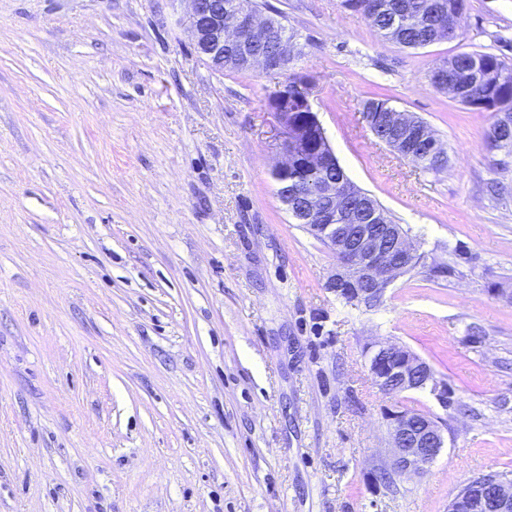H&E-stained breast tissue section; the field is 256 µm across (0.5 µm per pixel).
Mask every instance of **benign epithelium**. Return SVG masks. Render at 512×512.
Segmentation results:
<instances>
[{"instance_id":"7a95c632","label":"benign epithelium","mask_w":512,"mask_h":512,"mask_svg":"<svg viewBox=\"0 0 512 512\" xmlns=\"http://www.w3.org/2000/svg\"><path fill=\"white\" fill-rule=\"evenodd\" d=\"M190 12L187 30L198 59L213 73L224 74V45L232 44L242 54L245 65L262 71H282L296 58L297 49L278 23L252 9L249 0H233L226 5L230 17L206 0H189ZM280 38V52L265 55L252 48ZM434 85L450 95H457L462 79L452 74L445 62L437 64L432 75ZM291 88L284 82L276 88V96L268 107L281 133L279 142L281 162L273 171L277 195L286 207L293 223L304 226L310 234L322 237L330 244L336 259L327 288L341 295L354 297L370 307L384 295L386 289L400 275L419 266H429L432 273L441 267L426 264V255L418 252L408 233L398 224H350L348 200L358 197L371 200L347 176L339 180L326 178L302 191L288 185V173L306 168L336 169L338 160L328 142L316 113L312 112L310 94L298 96V104L305 111L312 126L316 149L304 150L303 130L296 113L288 111ZM369 130L381 122L390 142L403 150L407 158L419 143L427 147V156L438 154L439 145L430 129L416 116L400 112L388 104L380 112L364 113ZM370 372L375 383L392 394L405 391L428 390L443 405L448 406V384L439 380L431 367L408 349L392 342H379L368 347ZM389 421L392 457L383 471L401 476L419 473L438 457L444 447V436L436 421L426 415L407 409L386 412ZM469 491L456 496L448 512H512V482L481 478L468 483Z\"/></svg>"}]
</instances>
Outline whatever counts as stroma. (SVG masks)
<instances>
[{"label":"stroma","mask_w":512,"mask_h":512,"mask_svg":"<svg viewBox=\"0 0 512 512\" xmlns=\"http://www.w3.org/2000/svg\"><path fill=\"white\" fill-rule=\"evenodd\" d=\"M265 2L300 57L219 76L188 0H0V512H448L512 477V153L429 81L463 51L512 65V0H466L461 36L418 49L340 0ZM291 71L350 180L455 275L416 268L372 310L327 288L335 259L272 175L266 98ZM371 98L423 119L447 167L374 138ZM385 340L449 406L375 385ZM396 408L445 445L381 483Z\"/></svg>","instance_id":"obj_1"}]
</instances>
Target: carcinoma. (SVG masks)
Listing matches in <instances>:
<instances>
[{"instance_id":"obj_1","label":"carcinoma","mask_w":512,"mask_h":512,"mask_svg":"<svg viewBox=\"0 0 512 512\" xmlns=\"http://www.w3.org/2000/svg\"><path fill=\"white\" fill-rule=\"evenodd\" d=\"M436 0H341L342 7L364 15L380 35L402 48H419L435 42L436 29L448 25V16L434 10ZM490 76L482 83L473 81L466 87L464 96L468 106L482 108L490 98L496 103V119L506 115L512 120V67L491 52H466L452 60L460 74L471 71L472 62ZM413 162L434 173L442 171L448 157L420 156Z\"/></svg>"}]
</instances>
